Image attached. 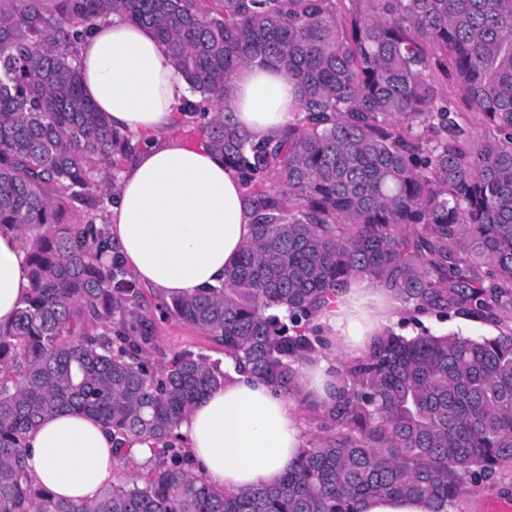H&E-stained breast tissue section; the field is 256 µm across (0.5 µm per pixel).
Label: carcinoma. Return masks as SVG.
<instances>
[{
    "mask_svg": "<svg viewBox=\"0 0 512 512\" xmlns=\"http://www.w3.org/2000/svg\"><path fill=\"white\" fill-rule=\"evenodd\" d=\"M153 28L198 95L176 130L238 175L253 237L224 282L158 305L276 390L327 347L317 311L357 278L411 314L491 320L494 336L377 331L336 367L323 432L273 487L219 491L177 430L224 384L190 350L154 361V315L105 214L135 152L84 98L75 45L94 19ZM274 65L297 118L256 140L233 76ZM29 236L31 291L0 332V512H360L413 497L455 512L512 465V0H0V232ZM74 410L148 439L130 482L55 499L27 434Z\"/></svg>",
    "mask_w": 512,
    "mask_h": 512,
    "instance_id": "cac0c4a2",
    "label": "carcinoma"
}]
</instances>
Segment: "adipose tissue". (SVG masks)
I'll return each instance as SVG.
<instances>
[{
	"label": "adipose tissue",
	"mask_w": 512,
	"mask_h": 512,
	"mask_svg": "<svg viewBox=\"0 0 512 512\" xmlns=\"http://www.w3.org/2000/svg\"><path fill=\"white\" fill-rule=\"evenodd\" d=\"M82 90L113 128L142 139L113 191L108 227L130 275L164 299L217 284L252 237V216L237 174L223 159L172 137L178 109L191 98L155 31L119 15L97 19L77 45ZM297 88L273 66L240 70L230 101L234 121L257 139L280 136L295 120ZM30 243L0 235V331L29 296ZM384 288L356 281L337 292L317 322L328 347L304 370L297 393L271 390L235 372L193 405L180 432L191 470L219 490L277 484L304 445L300 404L328 397L337 356H358L377 331L375 311L390 307ZM112 430L96 418L61 411L27 435L23 463L52 495L93 499L114 480Z\"/></svg>",
	"instance_id": "ef3b65f1"
}]
</instances>
